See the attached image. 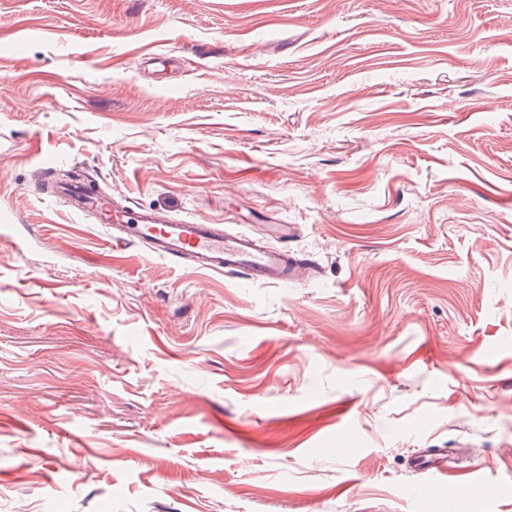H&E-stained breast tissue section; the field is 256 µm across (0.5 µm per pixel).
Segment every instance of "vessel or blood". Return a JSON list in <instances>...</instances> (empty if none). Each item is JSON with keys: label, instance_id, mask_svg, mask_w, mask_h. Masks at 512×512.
I'll return each instance as SVG.
<instances>
[{"label": "vessel or blood", "instance_id": "b4317fda", "mask_svg": "<svg viewBox=\"0 0 512 512\" xmlns=\"http://www.w3.org/2000/svg\"><path fill=\"white\" fill-rule=\"evenodd\" d=\"M55 192L71 201L74 211L95 212L100 223L111 229L116 245L143 243L160 257L187 261L201 272L233 274L252 284L298 283L311 275L308 259L286 246L295 234L288 225L278 235L279 246L274 247L254 235L230 231L220 224H196L117 204L90 182L60 184ZM406 464L426 477L434 488L448 485L454 492L462 490L461 484L450 481L456 467L447 449H419Z\"/></svg>", "mask_w": 512, "mask_h": 512}]
</instances>
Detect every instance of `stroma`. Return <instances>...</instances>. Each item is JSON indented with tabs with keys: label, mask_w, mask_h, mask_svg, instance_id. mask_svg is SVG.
I'll return each instance as SVG.
<instances>
[{
	"label": "stroma",
	"mask_w": 512,
	"mask_h": 512,
	"mask_svg": "<svg viewBox=\"0 0 512 512\" xmlns=\"http://www.w3.org/2000/svg\"><path fill=\"white\" fill-rule=\"evenodd\" d=\"M46 157L314 276L113 246ZM1 224L0 512H512V0H0ZM448 448H420L406 460L407 467L427 478L428 483L436 489H442L446 484L452 488L455 495L465 487L450 479L459 467L449 460Z\"/></svg>",
	"instance_id": "obj_1"
}]
</instances>
